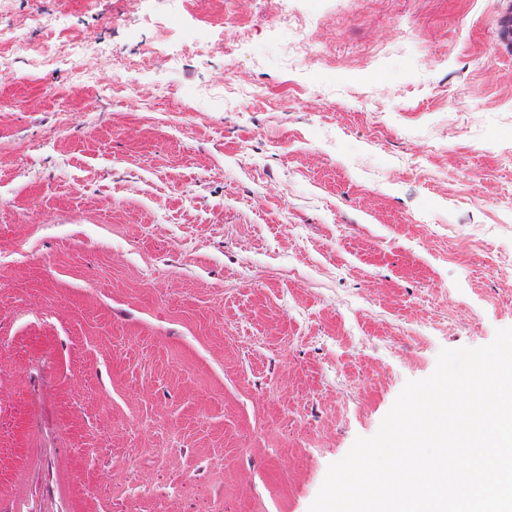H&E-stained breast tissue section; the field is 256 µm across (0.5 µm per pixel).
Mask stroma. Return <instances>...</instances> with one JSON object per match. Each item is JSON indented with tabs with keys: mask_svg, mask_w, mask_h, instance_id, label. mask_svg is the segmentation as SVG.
Returning a JSON list of instances; mask_svg holds the SVG:
<instances>
[{
	"mask_svg": "<svg viewBox=\"0 0 512 512\" xmlns=\"http://www.w3.org/2000/svg\"><path fill=\"white\" fill-rule=\"evenodd\" d=\"M32 12L57 28L0 80V512H309L441 350L512 327V0H12L0 28ZM90 34L113 69L37 51ZM286 54L292 57V59H311V57L316 54L312 36L304 29H298L296 31L295 40L290 43L286 49Z\"/></svg>",
	"mask_w": 512,
	"mask_h": 512,
	"instance_id": "35a3bbf8",
	"label": "stroma"
}]
</instances>
